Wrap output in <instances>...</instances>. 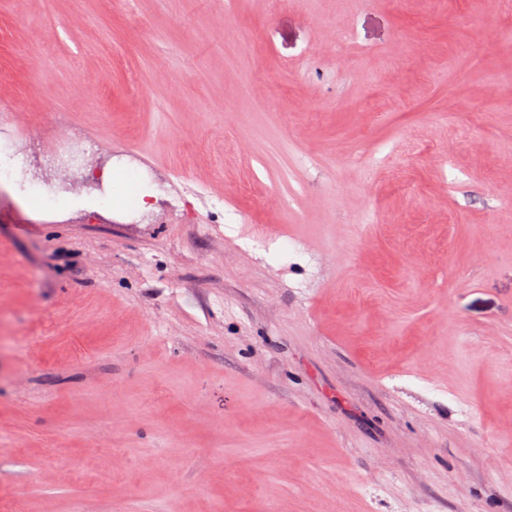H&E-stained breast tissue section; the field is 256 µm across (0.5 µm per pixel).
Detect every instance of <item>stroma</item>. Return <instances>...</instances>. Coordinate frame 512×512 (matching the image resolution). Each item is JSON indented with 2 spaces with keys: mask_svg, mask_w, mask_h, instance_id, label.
Returning <instances> with one entry per match:
<instances>
[{
  "mask_svg": "<svg viewBox=\"0 0 512 512\" xmlns=\"http://www.w3.org/2000/svg\"><path fill=\"white\" fill-rule=\"evenodd\" d=\"M0 114V512H512V10L0 0ZM106 181L109 184L121 182L125 186V191L122 196L112 197L111 207H122L129 199H133L135 207L145 205L146 202L144 198L146 192L140 188L132 175L121 170L114 171V168H112V170L106 173Z\"/></svg>",
  "mask_w": 512,
  "mask_h": 512,
  "instance_id": "1",
  "label": "stroma"
}]
</instances>
